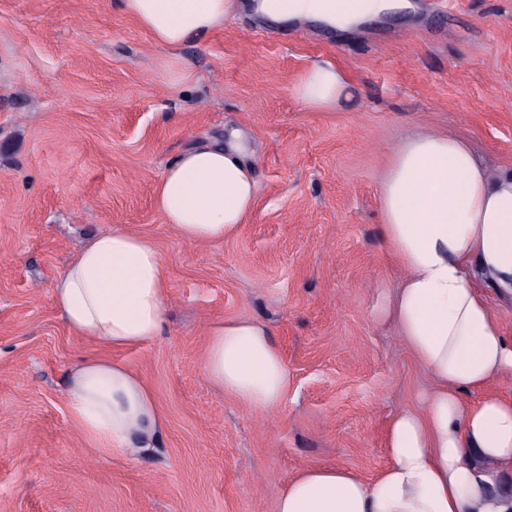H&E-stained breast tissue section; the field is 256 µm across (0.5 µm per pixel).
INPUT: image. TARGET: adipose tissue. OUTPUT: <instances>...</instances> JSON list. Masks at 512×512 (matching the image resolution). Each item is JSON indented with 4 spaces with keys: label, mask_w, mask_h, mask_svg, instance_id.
Returning a JSON list of instances; mask_svg holds the SVG:
<instances>
[{
    "label": "adipose tissue",
    "mask_w": 512,
    "mask_h": 512,
    "mask_svg": "<svg viewBox=\"0 0 512 512\" xmlns=\"http://www.w3.org/2000/svg\"><path fill=\"white\" fill-rule=\"evenodd\" d=\"M152 42L177 53L192 35L223 27L239 0H123ZM397 0H260L276 19L346 28L397 9ZM295 93L308 108L348 96L341 70L316 63ZM245 150L196 144L169 163L153 190L165 223L190 243L238 234L257 196ZM381 235L406 275L389 316L434 389L424 413L395 417L388 465L372 482L343 467H310L288 483L276 512H512V334L483 288L512 298V168L489 173L457 138L422 133L404 142L381 182ZM169 297L164 262L145 237L121 229L87 238L58 274L54 303L77 337L140 349L161 333ZM203 369L241 405L276 409L290 384L271 331L251 320L207 331ZM70 416L95 452L150 454L163 420L148 384L121 361L88 358L68 379Z\"/></svg>",
    "instance_id": "obj_1"
}]
</instances>
